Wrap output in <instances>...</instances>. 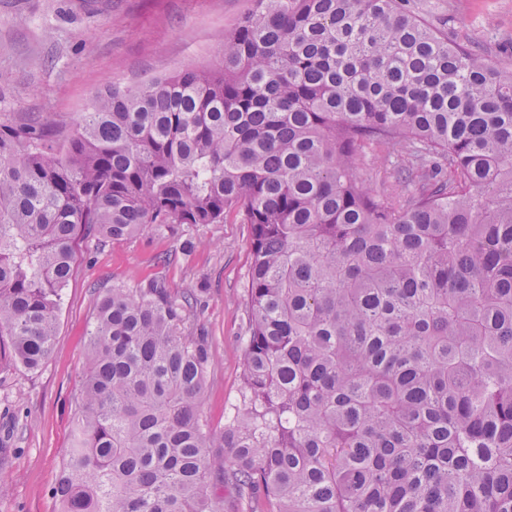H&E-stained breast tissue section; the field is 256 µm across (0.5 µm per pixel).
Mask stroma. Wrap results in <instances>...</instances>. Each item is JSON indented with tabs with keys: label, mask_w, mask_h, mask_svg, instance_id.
Segmentation results:
<instances>
[{
	"label": "stroma",
	"mask_w": 512,
	"mask_h": 512,
	"mask_svg": "<svg viewBox=\"0 0 512 512\" xmlns=\"http://www.w3.org/2000/svg\"><path fill=\"white\" fill-rule=\"evenodd\" d=\"M250 0H0V120L30 123L54 113L72 129L93 97L221 60L224 36ZM405 9L464 46L512 68V0H406ZM399 151L370 144L363 171L396 201ZM251 262L248 225L152 224L122 240L82 238L63 291L54 350L29 371L0 360V512H55L52 490L74 445L73 398L84 377L87 331L107 288L163 277L172 298L191 297L181 330L206 336L213 353L202 411L210 427L240 390L243 302Z\"/></svg>",
	"instance_id": "obj_1"
}]
</instances>
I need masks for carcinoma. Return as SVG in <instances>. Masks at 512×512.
Masks as SVG:
<instances>
[{"label": "carcinoma", "instance_id": "cac0c4a2", "mask_svg": "<svg viewBox=\"0 0 512 512\" xmlns=\"http://www.w3.org/2000/svg\"><path fill=\"white\" fill-rule=\"evenodd\" d=\"M0 123V351L52 353L90 234L250 227L237 418L190 299L108 289L59 512H512V71L401 0H253L219 65L114 85L55 144ZM410 147L404 193L361 151ZM400 150L377 144L366 145L362 150L363 172L390 203L396 201L400 190L395 180V170L401 164Z\"/></svg>", "mask_w": 512, "mask_h": 512}]
</instances>
